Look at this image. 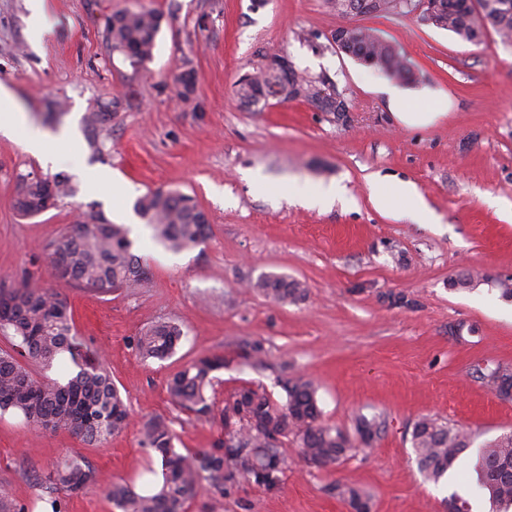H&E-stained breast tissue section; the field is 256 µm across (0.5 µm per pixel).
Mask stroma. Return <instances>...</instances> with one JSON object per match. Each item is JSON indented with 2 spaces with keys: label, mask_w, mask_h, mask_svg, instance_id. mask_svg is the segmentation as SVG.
<instances>
[{
  "label": "stroma",
  "mask_w": 512,
  "mask_h": 512,
  "mask_svg": "<svg viewBox=\"0 0 512 512\" xmlns=\"http://www.w3.org/2000/svg\"><path fill=\"white\" fill-rule=\"evenodd\" d=\"M143 5L163 20L151 60L134 68L109 50L104 24ZM45 9L49 27L35 49L28 0H0V81L12 91L0 113L27 118L14 137L0 135V291L30 279L65 296L84 350L103 356L130 417L122 434L91 445L0 415V486L27 512H46L45 475L81 460L95 482L63 496L62 512H116L113 483L140 484L161 467L140 443L149 418L172 420L181 449L223 439L220 420L179 410L166 390L171 375L210 356L224 361L214 411L244 385L284 403L277 380L298 373L314 381L324 425L352 436L357 417L374 414L382 430L322 469L306 467L298 439L288 436L276 488L241 479L196 496L186 512H351L328 490L338 480L368 495L372 512H448L454 495L468 500L469 512H489L470 480L478 448L512 431V400L499 399L477 373L486 361L512 368V301L494 284L512 278V44L491 28L469 43L412 16L358 17L398 47L412 71L409 87L448 95L445 118L408 128L379 89L386 76L333 43L344 19L331 0H45ZM273 55L343 96L348 112L339 117L304 98L244 103L241 77ZM186 70L194 75L188 93L175 81ZM89 112L112 115L101 160L88 148ZM37 130H66L76 143L46 166L21 145ZM104 172L124 186L120 201L98 182ZM27 174L68 176L75 192L37 216H20L14 201ZM375 178L413 182L432 223L376 210L368 187ZM330 181L344 196L326 209L275 191ZM157 188L180 190L207 212L203 243L174 258L145 226L133 237L149 271L144 287L99 294L51 279L45 241L92 212L123 223L136 199ZM466 272L477 275L472 288H453ZM263 274L299 280L303 300L251 291ZM392 294L405 304H391ZM161 321L182 326V343L167 359L141 360L137 337ZM244 341L262 344L263 366L242 365ZM424 416L472 438L437 483L419 472L411 447Z\"/></svg>",
  "instance_id": "obj_1"
}]
</instances>
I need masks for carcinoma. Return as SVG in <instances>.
<instances>
[{
    "label": "carcinoma",
    "mask_w": 512,
    "mask_h": 512,
    "mask_svg": "<svg viewBox=\"0 0 512 512\" xmlns=\"http://www.w3.org/2000/svg\"><path fill=\"white\" fill-rule=\"evenodd\" d=\"M497 7L485 10V0H439L443 29L471 43L479 41L491 26L504 42L512 43V0H493ZM161 15L150 8L127 11L106 18L105 39L110 50L123 55L133 67L150 59L161 29ZM347 55L382 74L403 79L408 66L399 49L380 39L372 29L361 27L347 45ZM280 74L269 66L257 74L250 86L239 88L242 100L256 95L275 97ZM105 112H90L85 124L88 146L103 154L97 128ZM73 194L65 178L52 182L31 178L23 183L14 203L23 216L38 215L64 197ZM134 209L146 221L153 238L173 252L197 246L209 235L210 224L194 199L177 190L157 189L139 197ZM90 222L66 229L42 246L49 258L53 277L75 283L101 294L120 288H138L148 279V270L133 253L134 243L123 224L89 215ZM253 288L278 302L295 303L305 294L296 279L261 275ZM0 331L17 340L13 352L0 353V414L12 410L38 430L68 431L90 444L104 443L127 425L128 409L104 364L95 356L81 354L67 299L45 288L24 282L8 292L0 291ZM184 337L180 325L158 323L137 338L141 359L163 360L172 356ZM68 355L77 371L59 382L36 374L32 367L49 369ZM264 348L246 344L244 363L261 366ZM224 361L199 357L167 382L174 404L198 418L213 415L208 395L214 372ZM286 393L283 404L273 402L263 388L243 386L234 391L224 406L221 420L232 446L182 451L170 420L150 419L143 427L141 445L161 457V481L152 489L139 491L127 482L112 485L109 497L119 512H184L186 503L211 489L221 490L239 478L254 479L268 487L277 483L281 472L271 460L240 454L242 448H267L275 435L295 431L304 461L317 467L337 463L352 448L344 432L318 423L320 409L312 381L298 375L280 381ZM359 438L366 441L379 433L377 416L362 415L356 423ZM411 444L418 469L437 483L471 446L470 436L461 429L434 418L423 417L413 426ZM473 488L488 498L493 512L512 508V432L479 448ZM94 481L91 468L78 461L56 466L48 475L51 487L74 495ZM330 491L356 512H371L369 497L348 482L336 481Z\"/></svg>",
    "instance_id": "carcinoma-1"
}]
</instances>
